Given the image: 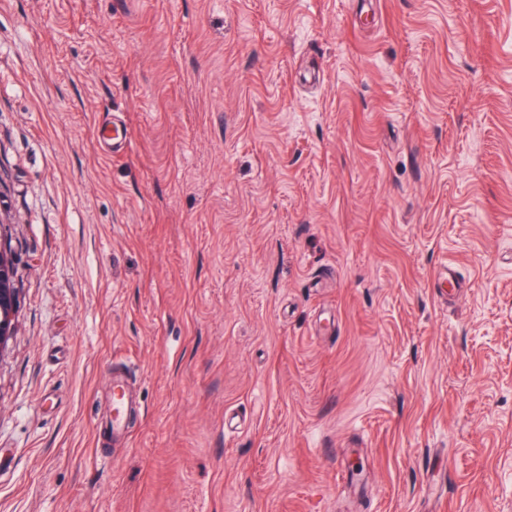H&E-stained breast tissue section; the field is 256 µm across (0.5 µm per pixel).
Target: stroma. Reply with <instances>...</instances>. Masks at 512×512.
I'll use <instances>...</instances> for the list:
<instances>
[{
  "instance_id": "obj_1",
  "label": "stroma",
  "mask_w": 512,
  "mask_h": 512,
  "mask_svg": "<svg viewBox=\"0 0 512 512\" xmlns=\"http://www.w3.org/2000/svg\"><path fill=\"white\" fill-rule=\"evenodd\" d=\"M0 239V512H512V0H0ZM99 142L112 152L113 157L127 154L131 147L127 130L116 121L103 122ZM135 400L128 390L124 380L117 377L112 383V413L104 429L112 437L126 431L127 421L131 409H134Z\"/></svg>"
}]
</instances>
